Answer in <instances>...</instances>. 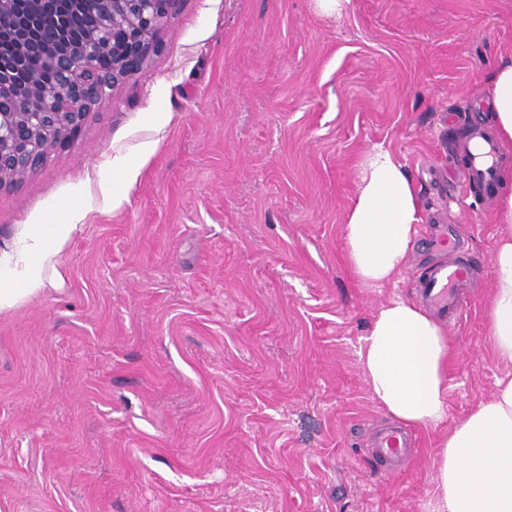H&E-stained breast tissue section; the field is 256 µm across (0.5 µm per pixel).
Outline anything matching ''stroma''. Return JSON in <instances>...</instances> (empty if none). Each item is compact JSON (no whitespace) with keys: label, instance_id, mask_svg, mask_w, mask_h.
<instances>
[{"label":"stroma","instance_id":"1","mask_svg":"<svg viewBox=\"0 0 512 512\" xmlns=\"http://www.w3.org/2000/svg\"><path fill=\"white\" fill-rule=\"evenodd\" d=\"M163 40L0 192V249L82 212L45 292L0 316V512H435L440 439L507 371L486 332L495 204L447 169L488 125L512 0H349L338 17L183 0ZM377 145L422 222L395 282L369 288L344 215ZM437 221L481 283L448 326L447 417L390 476L366 453L393 418L359 349L380 305L444 259Z\"/></svg>","mask_w":512,"mask_h":512}]
</instances>
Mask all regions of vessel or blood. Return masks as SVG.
Listing matches in <instances>:
<instances>
[{"label": "vessel or blood", "mask_w": 512, "mask_h": 512, "mask_svg": "<svg viewBox=\"0 0 512 512\" xmlns=\"http://www.w3.org/2000/svg\"><path fill=\"white\" fill-rule=\"evenodd\" d=\"M464 157L470 185L483 199L495 198L501 181V158L496 140L484 132H476L468 142ZM474 279L471 266L452 254L424 272L417 287L437 314L453 321L459 311L460 294ZM371 454L383 463L386 473H395L408 460L410 439L398 427L381 428L373 438Z\"/></svg>", "instance_id": "1"}]
</instances>
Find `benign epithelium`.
<instances>
[{
    "label": "benign epithelium",
    "instance_id": "benign-epithelium-1",
    "mask_svg": "<svg viewBox=\"0 0 512 512\" xmlns=\"http://www.w3.org/2000/svg\"><path fill=\"white\" fill-rule=\"evenodd\" d=\"M182 0H0V191L38 170L50 152L67 147L108 91L140 71L162 49L160 33ZM69 7L94 15V27L75 35ZM38 59L54 75L15 81Z\"/></svg>",
    "mask_w": 512,
    "mask_h": 512
}]
</instances>
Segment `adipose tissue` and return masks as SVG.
Masks as SVG:
<instances>
[{
  "label": "adipose tissue",
  "instance_id": "1",
  "mask_svg": "<svg viewBox=\"0 0 512 512\" xmlns=\"http://www.w3.org/2000/svg\"><path fill=\"white\" fill-rule=\"evenodd\" d=\"M490 121L512 150V58L488 75ZM421 198L406 167L385 148L367 151L345 215L346 259L361 284L381 288L400 274L421 222ZM494 288L488 334L496 358L512 366V192L496 205ZM76 227L33 224L0 251V314L39 296ZM368 390L410 426L447 416L448 331L415 301L395 295L374 314L359 351ZM436 512H512V373L438 443Z\"/></svg>",
  "mask_w": 512,
  "mask_h": 512
}]
</instances>
